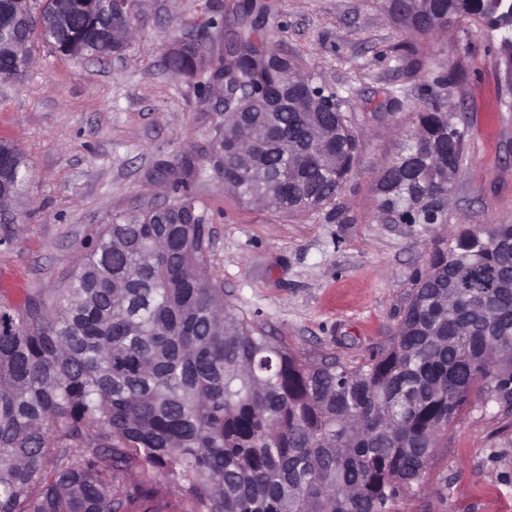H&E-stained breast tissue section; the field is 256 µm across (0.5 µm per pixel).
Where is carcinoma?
<instances>
[{
	"label": "carcinoma",
	"mask_w": 512,
	"mask_h": 512,
	"mask_svg": "<svg viewBox=\"0 0 512 512\" xmlns=\"http://www.w3.org/2000/svg\"><path fill=\"white\" fill-rule=\"evenodd\" d=\"M424 38L449 24L496 30L512 68V0H379ZM273 0H240L232 39L213 62L196 41L162 57L174 76L207 62L205 88L232 98L224 190L255 204L271 170L273 210L329 208L363 151L348 100L268 30ZM67 18L64 34L52 18ZM0 38L39 40L64 56L119 54L105 26L126 24L114 0H31ZM419 77L396 151L375 184L377 218L446 224L465 155V114L448 88L465 71L431 67L411 43L393 48ZM29 60L0 49V81ZM302 98L327 106L299 112ZM15 158L13 189L31 183ZM183 155L151 177L174 207L118 216L82 247L65 287L20 306L0 302V512H394L420 485L449 427L484 394L512 395V224L458 231L433 249L387 344L358 363L312 362L224 301L208 271L211 235L191 186L206 174Z\"/></svg>",
	"instance_id": "obj_1"
}]
</instances>
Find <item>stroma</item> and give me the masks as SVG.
<instances>
[{"mask_svg": "<svg viewBox=\"0 0 512 512\" xmlns=\"http://www.w3.org/2000/svg\"><path fill=\"white\" fill-rule=\"evenodd\" d=\"M276 2L269 27L281 50L355 106L364 149L336 199L352 221L246 205L208 175L194 191L212 230L210 271L225 299L269 335L315 360L357 362L394 335L436 242L464 224H512V91L484 32L441 31L425 55L460 61L467 72L451 95L467 116L453 214L445 224L376 222V179L408 119L378 106L386 92L417 87L392 51L407 35L375 0ZM133 13L135 37L120 55L71 59L38 42L26 76L0 84V141L32 172L14 206L20 221L0 244V300L54 296L102 224L171 200L169 184L151 172L210 138L218 116L203 87L173 77L161 58L186 34L215 51L223 32L204 27L199 0H134ZM423 485L399 512H512V414L475 403L449 429Z\"/></svg>", "mask_w": 512, "mask_h": 512, "instance_id": "obj_1", "label": "stroma"}]
</instances>
